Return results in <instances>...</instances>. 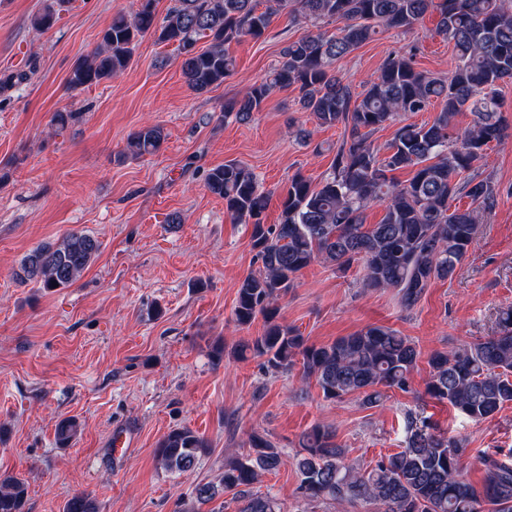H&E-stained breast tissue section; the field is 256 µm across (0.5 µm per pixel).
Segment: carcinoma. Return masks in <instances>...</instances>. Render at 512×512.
<instances>
[{"label": "carcinoma", "instance_id": "obj_1", "mask_svg": "<svg viewBox=\"0 0 512 512\" xmlns=\"http://www.w3.org/2000/svg\"><path fill=\"white\" fill-rule=\"evenodd\" d=\"M138 2L134 14L113 16L96 48L74 64L70 88L118 76L139 39L151 34L176 45L187 86L203 94L231 73L228 46L262 37L280 11L314 25L340 24L330 36L309 32L289 42L267 78L224 106L225 113L246 122L274 90L294 86L302 108L318 125L344 128L331 172L318 185L300 172L288 180L277 224L264 223L269 197L249 167L229 161L205 174L206 188L224 199L231 217L252 226L259 263V270L239 283L234 322L248 326L260 316L265 330L240 343L237 353L262 357L272 370L301 365L303 379H315L323 398L333 402L357 394L364 406L374 408L387 389L412 391L419 351L408 337L371 325L329 344H309L278 321L276 302L315 261L343 269L361 263L364 286L395 291L405 310L417 305L433 281L453 278L474 242L479 214L492 211L497 199L496 186L476 174L474 165L489 144L512 138L499 100L500 84L512 80V9L504 0H175L160 16L156 0ZM57 4L46 0L32 19L37 30L52 28ZM427 13L437 14L435 33L453 44L448 76L417 69L416 45L388 56L360 93L331 72L332 61L370 41L377 28H408ZM203 38L209 47L199 50ZM436 103L440 110L433 120L405 123L390 141L374 145L372 136L387 122L426 112ZM465 111L471 120L462 129L457 118ZM164 141L162 127L144 125L128 136L122 156L154 155ZM406 169L410 178L394 176ZM461 195L470 199L465 209L452 206ZM375 203L384 214L378 223L367 224L365 211ZM100 247L90 234L69 232L31 250L13 278L48 292L55 283L68 288ZM427 364V396L475 422L493 419L512 403V308L500 311L492 335L435 350ZM77 430L76 420H61L57 442L68 445ZM335 437L334 430L320 424L300 434L301 453L293 466L298 490L308 501L359 502L368 512H512V454L483 456L485 477L476 486L461 470L465 440L446 435L426 417L409 416L404 446L366 468L346 463ZM207 448L195 431L176 428L158 442L156 457L165 471L184 474L195 469ZM285 464L282 449L254 432L248 454L226 465L218 482L197 485L195 499L206 504L230 490L237 512H281L275 497L254 491L253 485ZM27 496L24 479L0 475V512H25ZM64 512H96V504L76 494Z\"/></svg>", "mask_w": 512, "mask_h": 512}]
</instances>
